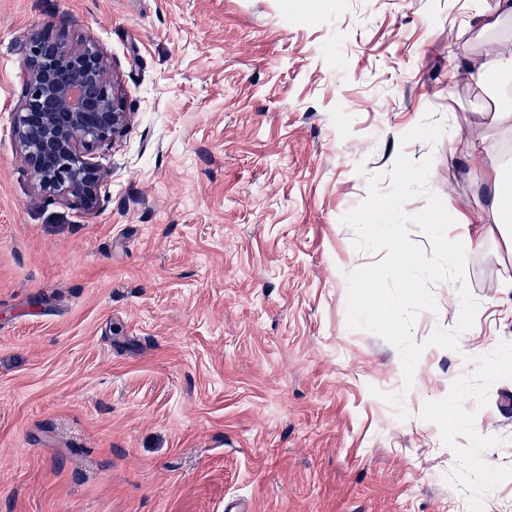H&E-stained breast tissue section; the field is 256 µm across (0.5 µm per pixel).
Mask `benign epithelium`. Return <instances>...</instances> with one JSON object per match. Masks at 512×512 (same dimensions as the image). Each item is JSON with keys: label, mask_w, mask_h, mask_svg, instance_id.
Returning <instances> with one entry per match:
<instances>
[{"label": "benign epithelium", "mask_w": 512, "mask_h": 512, "mask_svg": "<svg viewBox=\"0 0 512 512\" xmlns=\"http://www.w3.org/2000/svg\"><path fill=\"white\" fill-rule=\"evenodd\" d=\"M53 28L44 25L28 41L13 136L40 188L89 210L105 174L86 155L111 147L131 113L102 49L90 40L74 44L54 36Z\"/></svg>", "instance_id": "7a95c632"}]
</instances>
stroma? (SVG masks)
I'll return each instance as SVG.
<instances>
[{"instance_id": "obj_1", "label": "stroma", "mask_w": 512, "mask_h": 512, "mask_svg": "<svg viewBox=\"0 0 512 512\" xmlns=\"http://www.w3.org/2000/svg\"><path fill=\"white\" fill-rule=\"evenodd\" d=\"M497 0H0V512H469L421 419L473 359L512 343V250L481 176L512 162V85L464 62L512 42ZM107 53L131 114L85 211L34 185L9 133L30 34ZM467 215L478 304L456 284L398 350L347 325L349 273L382 252L342 217L398 154ZM403 393L407 419L384 394ZM512 468V379L474 399Z\"/></svg>"}]
</instances>
